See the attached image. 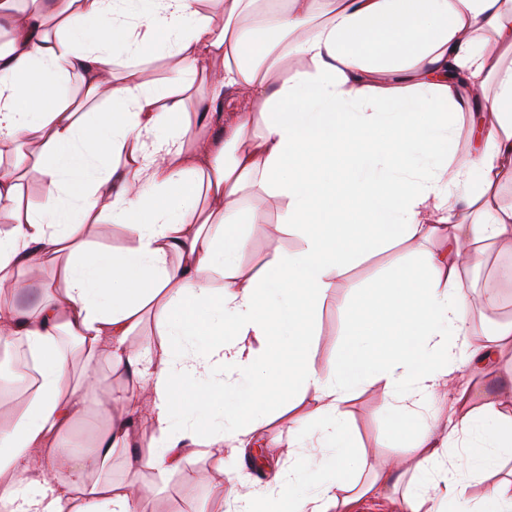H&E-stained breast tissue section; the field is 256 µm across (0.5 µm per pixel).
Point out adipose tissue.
I'll return each instance as SVG.
<instances>
[{
  "label": "adipose tissue",
  "mask_w": 512,
  "mask_h": 512,
  "mask_svg": "<svg viewBox=\"0 0 512 512\" xmlns=\"http://www.w3.org/2000/svg\"><path fill=\"white\" fill-rule=\"evenodd\" d=\"M33 2L21 14L0 0V147L37 145L42 190L29 206L25 170H0V340L22 342L37 373L35 392L0 420V512H140L142 472L177 470L188 453L246 456L270 411L305 398L292 466L237 512H364L382 498L396 512H512V403L468 385L447 424L425 412L448 374L485 371L512 346V318L489 333L472 325L494 294L458 286L480 243L512 241V205L496 202L512 170V0ZM153 50L174 58L170 83L143 67ZM291 57L303 66L286 77ZM75 73L87 99L115 111L88 124L60 92ZM227 97L223 140L203 141ZM476 105L473 150L449 156L454 113ZM256 190L281 200L278 228L304 245L245 275L239 228L266 221L242 207ZM103 215L130 246L91 247L85 229ZM435 234L447 250L396 266L351 311L346 347L316 368L312 314L344 272L368 251ZM44 265L54 273L43 300L16 308ZM148 320L164 358L132 342ZM103 356L128 384L101 382ZM374 384L410 439L413 478L367 469L358 453L342 405ZM91 399L107 426L80 452L69 434ZM141 399L155 449L129 455L115 482ZM303 477L311 494L295 492Z\"/></svg>",
  "instance_id": "obj_1"
}]
</instances>
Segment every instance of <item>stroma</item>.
Returning a JSON list of instances; mask_svg holds the SVG:
<instances>
[{"instance_id":"35a3bbf8","label":"stroma","mask_w":512,"mask_h":512,"mask_svg":"<svg viewBox=\"0 0 512 512\" xmlns=\"http://www.w3.org/2000/svg\"><path fill=\"white\" fill-rule=\"evenodd\" d=\"M246 208L257 207L264 211L262 224H244L240 230L247 238V247L240 256L243 272L259 269L276 250L283 252L300 248L303 240L294 231L271 234L270 227L278 221L279 203L262 194L246 196ZM444 239L435 238L411 243H392L361 256L339 278L336 294L324 302L313 317L314 336L310 346V360L316 367H324L335 358L346 342V324L350 318V305L368 293L386 275L397 261L413 260L426 249L443 247ZM497 281L499 307L495 310H476L473 317L476 329L493 326L503 318L512 316V244L500 243L490 251L485 263L473 269L463 279L465 287L473 294H481L487 281ZM349 425L356 442L363 449L368 465L385 462L399 463L405 472L414 468V454L408 439L394 430L392 420L381 404L380 392L369 386L356 392L345 404ZM293 420L288 414L274 412L272 420L263 425L267 441L261 457L249 467L236 469L232 455H225L223 463L209 457L187 455L181 467L174 472L147 471L142 475L149 492L144 498L142 512H200L210 503L213 486L225 483L228 470H236V492L225 495L224 507L231 512L235 495L258 490L267 469L287 467L286 448L292 440Z\"/></svg>"}]
</instances>
